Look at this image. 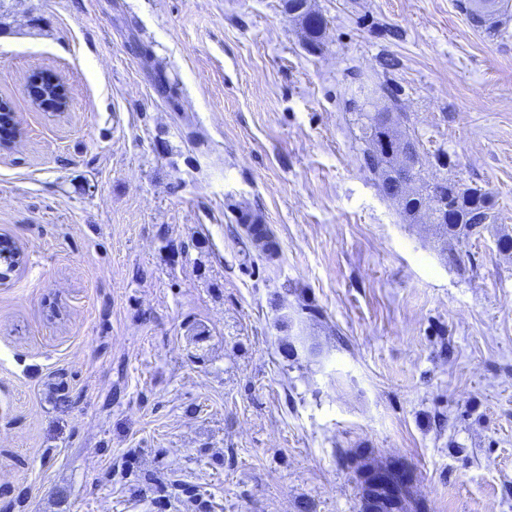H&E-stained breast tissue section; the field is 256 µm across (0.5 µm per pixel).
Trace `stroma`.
<instances>
[{"label": "stroma", "mask_w": 512, "mask_h": 512, "mask_svg": "<svg viewBox=\"0 0 512 512\" xmlns=\"http://www.w3.org/2000/svg\"><path fill=\"white\" fill-rule=\"evenodd\" d=\"M504 2L490 36L456 0H311L312 47L285 0H0V512H361L392 459L422 512H512ZM388 85L495 223L446 241L382 195ZM378 113H365V118L367 119V122L364 125L363 128V139L366 141L367 147L364 150V153L366 152L368 146L370 145H380L381 146V140L380 137L383 135H386L387 137L391 138V143H393V135L390 133V129L396 128V120L395 115L393 112H381L380 117L383 120L384 124L388 127L382 126L379 124L378 119ZM363 153V154H364Z\"/></svg>", "instance_id": "1"}]
</instances>
